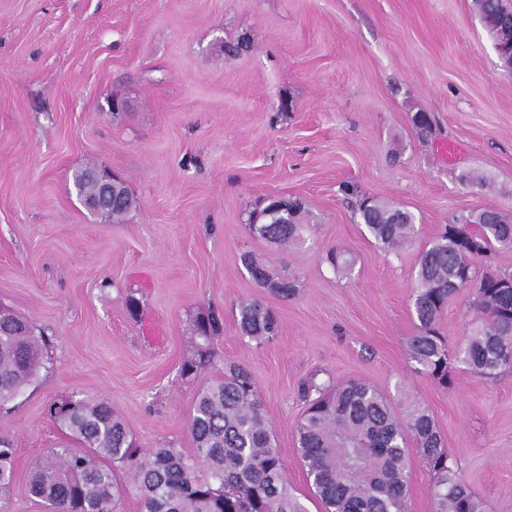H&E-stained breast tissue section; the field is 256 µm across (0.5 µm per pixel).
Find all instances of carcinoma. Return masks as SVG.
I'll return each instance as SVG.
<instances>
[{
    "instance_id": "carcinoma-1",
    "label": "carcinoma",
    "mask_w": 512,
    "mask_h": 512,
    "mask_svg": "<svg viewBox=\"0 0 512 512\" xmlns=\"http://www.w3.org/2000/svg\"><path fill=\"white\" fill-rule=\"evenodd\" d=\"M474 10L494 43H512V7L506 0H473ZM416 134L432 130L427 112L412 117ZM356 210L369 234L386 251L415 231L414 217L370 197ZM301 204L281 200L249 214L252 234L274 244L301 239ZM494 250L512 251V221L494 209L447 224L419 260L413 287L419 323L408 343L411 361L448 386L451 361L474 375L494 379L512 371V272L483 276L472 309L477 325L465 343L450 352L438 328L448 298L471 286L472 259ZM335 273L353 259L333 250ZM250 277L261 288L288 300L298 293L295 280L273 273L253 254L242 255ZM224 315L212 309L192 320V355L181 375L195 377L212 365L214 344ZM242 337L263 344L279 332L276 314L262 302L238 307ZM49 340L12 309L0 306V407L15 402L50 363ZM306 410L296 435L302 465L323 512H406L411 476L410 449L416 448L431 474L434 512H486L483 500L461 478L445 448L429 408L415 403L397 415L376 387L355 379L303 384ZM53 420L79 448H52L32 467L28 489L48 512H115L124 492L119 473L140 492L142 512H306L288 484V475L251 373L224 362L222 378L203 387L189 416L195 448L146 449L138 444L109 404L68 396L51 404ZM16 479L15 448L0 441V496Z\"/></svg>"
}]
</instances>
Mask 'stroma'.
<instances>
[{
  "label": "stroma",
  "instance_id": "obj_1",
  "mask_svg": "<svg viewBox=\"0 0 512 512\" xmlns=\"http://www.w3.org/2000/svg\"><path fill=\"white\" fill-rule=\"evenodd\" d=\"M418 112L434 117L424 140ZM92 164L134 194L123 222L80 203L72 175ZM468 171L489 186L462 183ZM346 184L410 212L412 241L375 244ZM269 197L304 202L302 242L250 232ZM486 208L512 217V71L472 0H0V304L52 341L50 370L0 409L16 450L5 512H46L29 471L73 444L54 400L106 401L142 447L189 453L193 403L228 361L252 373L308 512L321 506L299 459L301 387L328 378L364 380L400 413L426 405L488 512H512V372L490 381L456 361L444 387L407 352L420 254ZM332 248L349 273L333 272ZM245 252L296 277L298 295L258 288ZM248 299L276 313L273 341L242 338ZM470 300L441 315L450 349ZM211 308L224 313L214 364L182 377L192 319Z\"/></svg>",
  "mask_w": 512,
  "mask_h": 512
}]
</instances>
